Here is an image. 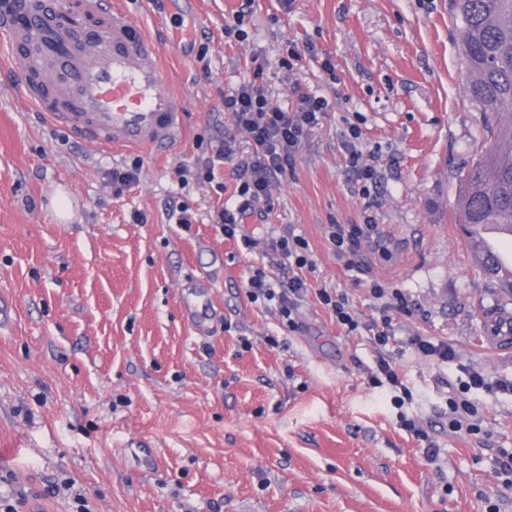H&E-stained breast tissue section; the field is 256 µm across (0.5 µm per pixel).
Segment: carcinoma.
Listing matches in <instances>:
<instances>
[{"instance_id":"obj_1","label":"carcinoma","mask_w":512,"mask_h":512,"mask_svg":"<svg viewBox=\"0 0 512 512\" xmlns=\"http://www.w3.org/2000/svg\"><path fill=\"white\" fill-rule=\"evenodd\" d=\"M469 73L468 96L483 112L492 143L468 168L461 223L471 245L477 230L512 233V0H452Z\"/></svg>"}]
</instances>
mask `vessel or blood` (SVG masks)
Masks as SVG:
<instances>
[{
  "mask_svg": "<svg viewBox=\"0 0 512 512\" xmlns=\"http://www.w3.org/2000/svg\"><path fill=\"white\" fill-rule=\"evenodd\" d=\"M0 63L20 73L29 104L51 124L114 153L176 141L186 113L164 55L177 35L133 22L121 0H0ZM481 340L512 351V311L480 316Z\"/></svg>",
  "mask_w": 512,
  "mask_h": 512,
  "instance_id": "b4317fda",
  "label": "vessel or blood"
}]
</instances>
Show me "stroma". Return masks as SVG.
I'll list each match as a JSON object with an SVG mask.
<instances>
[{"mask_svg":"<svg viewBox=\"0 0 512 512\" xmlns=\"http://www.w3.org/2000/svg\"><path fill=\"white\" fill-rule=\"evenodd\" d=\"M125 2L136 20L191 33L174 60L188 101L175 145L115 156L67 138L0 68V297L11 304L0 330V494L18 512H73L59 491L66 481L91 512H512L499 455L512 451V394L476 393L479 433L448 429V390L462 369L512 381V355L477 340L480 311L512 309V295L478 269L458 223L483 115L467 95L450 0H201L198 24L173 0ZM242 8L241 39L225 28ZM289 42L314 46L298 78L329 108L293 173L274 180L269 205L228 239L216 213L236 200L233 177L184 185L177 170L221 139L250 154L221 95L252 62L270 102L293 105ZM351 139L381 172L366 194L346 166ZM136 159L139 182L114 195L110 171ZM61 193L65 223L53 205ZM173 202L193 224L169 217ZM137 211L147 223L133 221ZM367 214L391 254L371 260L369 275L408 305L396 316L395 356L410 410L439 448L431 463L367 381L368 333L345 332L316 295L337 289L359 321L377 315L380 300L326 235ZM291 227L316 263L294 332L243 288L257 268L282 277L270 240ZM200 277L220 314L205 336L181 311L184 287ZM417 335L448 342L455 360L419 356L408 343ZM140 435L162 451L157 470L125 446Z\"/></svg>","mask_w":512,"mask_h":512,"instance_id":"obj_1","label":"stroma"}]
</instances>
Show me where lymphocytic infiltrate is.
Segmentation results:
<instances>
[{
  "mask_svg": "<svg viewBox=\"0 0 512 512\" xmlns=\"http://www.w3.org/2000/svg\"><path fill=\"white\" fill-rule=\"evenodd\" d=\"M292 91L297 95L294 110L272 105L263 84V68L258 65L248 80L224 93V109L231 112L237 128L248 136L252 152L239 159L230 144L221 143L213 156L195 161L194 175L196 179L211 182L215 179L217 166L232 163L239 201L217 213V222L225 237L236 238L244 218L254 212L258 204L269 202L274 178L294 168L302 144L326 114V100L302 92L297 85ZM328 240L337 257L344 259L346 268L351 271H362L365 254L382 259L389 256L377 224L368 215L359 224L330 225ZM271 248L287 259L289 277L273 281L265 271L258 269L248 277L244 288L251 300L277 302L283 324L294 331L298 328L296 312L309 290L304 272L314 268L313 255L308 241L292 232L273 239ZM369 288L382 305L378 317L366 325L360 324L347 294L322 288L317 295L332 310L337 324L347 332L362 326L370 332L378 356L368 375L369 384L385 390L397 411L401 428L415 437H423L424 432L416 420L404 411L405 406L411 404L413 394L392 355V347L397 343L393 314L405 311L407 304L399 291H386L378 281H370ZM494 387L512 391V382L501 381L494 385L483 372H468L448 398L449 429L470 434L479 432L483 413L472 396Z\"/></svg>",
  "mask_w": 512,
  "mask_h": 512,
  "instance_id": "f902f5d3",
  "label": "lymphocytic infiltrate"
}]
</instances>
